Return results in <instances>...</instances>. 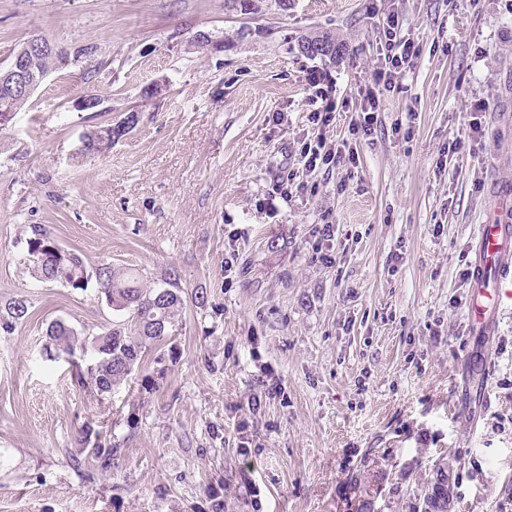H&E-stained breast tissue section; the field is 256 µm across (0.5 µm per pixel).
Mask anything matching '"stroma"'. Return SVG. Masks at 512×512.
<instances>
[{
    "mask_svg": "<svg viewBox=\"0 0 512 512\" xmlns=\"http://www.w3.org/2000/svg\"><path fill=\"white\" fill-rule=\"evenodd\" d=\"M257 5L0 0V68L34 35L90 50L0 128V304L31 311L0 333V512H418L441 468L452 512H512V305L474 335L462 277L475 225L512 206V7ZM392 13L420 55L354 136ZM302 35L332 38L335 61L303 56ZM314 67L344 103L327 137L356 161L310 173ZM87 94L100 118L76 109ZM477 105L480 146L447 152ZM131 114L109 151L79 158L94 121ZM291 178L318 194L282 193ZM32 224L88 268L177 276L180 328L111 394L47 355L46 328L97 334L127 315L96 286L31 277ZM88 420L119 448L109 471L76 442Z\"/></svg>",
    "mask_w": 512,
    "mask_h": 512,
    "instance_id": "1",
    "label": "stroma"
}]
</instances>
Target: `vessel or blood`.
Instances as JSON below:
<instances>
[{
    "label": "vessel or blood",
    "instance_id": "b4317fda",
    "mask_svg": "<svg viewBox=\"0 0 512 512\" xmlns=\"http://www.w3.org/2000/svg\"><path fill=\"white\" fill-rule=\"evenodd\" d=\"M470 321L481 336L494 335L504 300L512 301V223L478 225L470 261Z\"/></svg>",
    "mask_w": 512,
    "mask_h": 512
}]
</instances>
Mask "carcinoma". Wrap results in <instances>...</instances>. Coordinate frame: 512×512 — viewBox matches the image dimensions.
<instances>
[{
	"label": "carcinoma",
	"mask_w": 512,
	"mask_h": 512,
	"mask_svg": "<svg viewBox=\"0 0 512 512\" xmlns=\"http://www.w3.org/2000/svg\"><path fill=\"white\" fill-rule=\"evenodd\" d=\"M305 42L307 57L336 58L338 48L332 39L310 37ZM67 64L68 60L48 54L32 62L36 73L46 75ZM92 129L95 133L86 135L83 140V157L110 149L112 136L116 135L115 128L109 123L94 125ZM29 229L31 236L27 244L32 276L44 282H59L75 290H84L94 281L100 286L110 308L128 312L124 326L105 327L94 336L79 333L63 320L53 321L47 329L49 349L56 356H64L71 361L77 356L89 357L91 364L87 367V374H78V379L97 394H108L114 386L127 381L140 365L147 345L162 340L178 328L183 306L181 289L170 280L162 286H148L134 270L117 268L105 262L91 272L76 251L58 245L44 226L32 224ZM30 315L26 300L12 299L0 306V330L9 333L27 321ZM79 442L94 466L102 471L112 468L120 452L89 422L79 430ZM422 503V512H448V498L441 497L433 482L427 486Z\"/></svg>",
	"instance_id": "carcinoma-1"
}]
</instances>
